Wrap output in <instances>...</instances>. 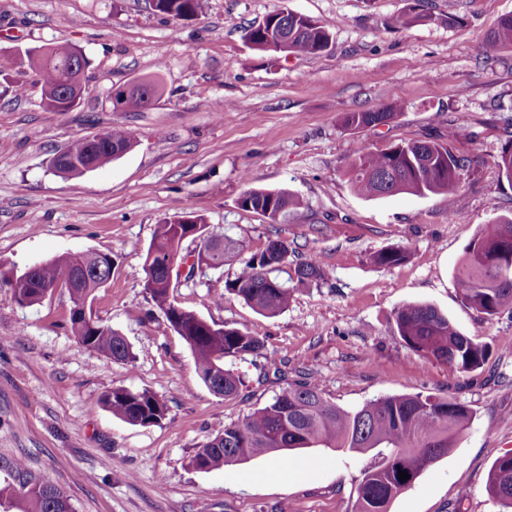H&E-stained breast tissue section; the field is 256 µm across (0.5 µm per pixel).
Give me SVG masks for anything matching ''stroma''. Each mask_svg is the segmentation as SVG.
Here are the masks:
<instances>
[{
    "label": "stroma",
    "mask_w": 512,
    "mask_h": 512,
    "mask_svg": "<svg viewBox=\"0 0 512 512\" xmlns=\"http://www.w3.org/2000/svg\"><path fill=\"white\" fill-rule=\"evenodd\" d=\"M411 3L204 0L197 17L178 20L150 0H0V75L24 88L0 96V268L109 255L112 276L92 313L134 356L127 365L81 347L67 290L23 307L0 288V512H20L10 493L17 458L61 488L74 512H351L375 451L301 449L289 467L274 454L221 470L190 467L225 425L280 393L266 375L269 354L289 379L317 383L348 410L417 393L468 405L470 428L389 512H499L486 479L512 452V311L485 319L464 306L454 270L480 225L512 212V183L497 166L512 148V49L490 43L512 0H429L430 20L401 26ZM278 10L326 26L328 49L250 48L245 29ZM53 42L89 61L81 102L67 112L45 107L27 58ZM147 80L161 86L148 107L113 111V90ZM395 105L400 116L383 126L343 122L349 112ZM113 125L136 131L128 153L81 176L49 170L69 142ZM452 127L454 152L473 160L458 192L366 198L351 190L355 151L441 140ZM248 185L288 191L304 207L270 223L239 206ZM181 210L237 249L206 277H175L176 303L265 343V356L226 360L244 382L233 400L201 382L187 344L143 287L155 230ZM277 237L317 257L326 278L299 284L295 260L283 263L274 276L292 299L268 316L225 286ZM393 245L408 249L405 263H372ZM216 293L222 304L212 303ZM408 304L435 307L487 344L483 368L462 372L408 347L394 328L395 311ZM117 387L163 398L166 420L113 417L101 397Z\"/></svg>",
    "instance_id": "obj_1"
}]
</instances>
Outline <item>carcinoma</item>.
Segmentation results:
<instances>
[{"mask_svg":"<svg viewBox=\"0 0 512 512\" xmlns=\"http://www.w3.org/2000/svg\"><path fill=\"white\" fill-rule=\"evenodd\" d=\"M155 11L176 19L199 14L202 0H151ZM288 38V52L319 54L328 49L330 33L319 22L288 10L268 14L249 28L245 41L254 49L273 50V45ZM494 46L512 47V15L501 18L491 36ZM80 51L69 44H56L33 59L42 84L46 107L58 110L57 97L74 78L73 62ZM157 95L158 85L145 81L132 89L112 93L113 110L127 112L146 107L147 95ZM398 109L349 112L346 126L360 129L387 124ZM456 130L448 129L446 142H408L377 152L358 151L348 169L352 190L368 198L398 193L428 195L453 193L462 186L464 172L472 160L456 155L451 141ZM136 132L128 127H110L92 136L76 139L53 157L49 169L62 175H83L131 150ZM241 208L259 213L271 221L288 219V214L303 207L302 201L286 191L246 189L238 199ZM186 223L176 213L158 225L149 246L156 254L154 267L145 273L144 289L165 317L173 310L170 286L164 263L171 256L176 225ZM213 264L224 266V255L231 241L210 234ZM293 253L288 241L273 239L266 247L243 260L236 278L226 291L242 299L254 310L275 316L288 308L290 289L270 276L272 269L288 261ZM409 252L402 246L375 253V264L391 267L405 262ZM112 262L100 263V254L70 253L35 265L31 278L11 283L3 275L0 283L9 288L11 298L21 306L41 302L42 291L54 285H72L73 305L93 294L100 282L109 280ZM302 283L321 281L325 271L319 261L309 258L297 265ZM461 302L488 318L512 309V215H502L491 224L480 226L467 246L455 272ZM397 335L417 352L446 363L462 372L482 368L489 357L488 346L456 329L448 317L429 305H406L395 312ZM70 325L77 342L88 350L124 363L133 362L126 340L110 326L93 320L84 322L70 312ZM174 330L189 346L198 378L212 382L220 396L233 399L243 381L224 361L261 355L264 343L238 328L217 327L191 311L180 315ZM103 405L117 419L133 425H159L167 416L166 402L149 391L133 392L114 388L102 397ZM473 412L463 403L433 395H387L367 401L354 410L344 409L327 400L318 385L308 381L287 383L273 400L243 418L224 426V433L213 438L191 458L192 468L200 471L221 469L252 458L278 453L283 462L289 452L304 448H346L350 451L378 450L377 461L364 474L356 490L353 512H388L391 501L410 488L431 463L448 455L455 439L467 430ZM410 475L399 479V471ZM16 485L27 488L22 497L25 512H74L69 498L48 480L33 478L25 463L12 464ZM488 495L502 508L512 512V453L497 458L486 481Z\"/></svg>","mask_w":512,"mask_h":512,"instance_id":"carcinoma-1","label":"carcinoma"}]
</instances>
